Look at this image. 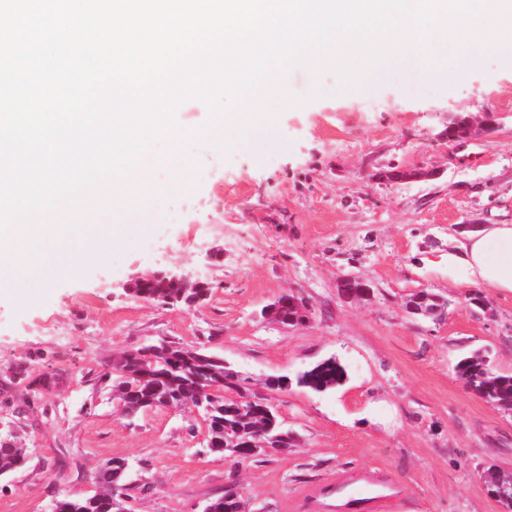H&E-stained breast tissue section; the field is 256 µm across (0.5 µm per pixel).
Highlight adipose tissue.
Instances as JSON below:
<instances>
[{
  "instance_id": "ef3b65f1",
  "label": "adipose tissue",
  "mask_w": 512,
  "mask_h": 512,
  "mask_svg": "<svg viewBox=\"0 0 512 512\" xmlns=\"http://www.w3.org/2000/svg\"><path fill=\"white\" fill-rule=\"evenodd\" d=\"M448 263L464 273L459 287L512 294V224H492L466 236Z\"/></svg>"
}]
</instances>
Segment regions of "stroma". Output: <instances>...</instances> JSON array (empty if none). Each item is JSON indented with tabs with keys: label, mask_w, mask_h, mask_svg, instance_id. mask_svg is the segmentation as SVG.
<instances>
[{
	"label": "stroma",
	"mask_w": 512,
	"mask_h": 512,
	"mask_svg": "<svg viewBox=\"0 0 512 512\" xmlns=\"http://www.w3.org/2000/svg\"><path fill=\"white\" fill-rule=\"evenodd\" d=\"M287 84L323 95L226 154L209 134L215 112L182 103L175 117L197 137L153 149L189 162L191 188L171 168L155 170L150 214L93 218L140 233L72 274L0 294V430L28 450L25 467L0 477V512H52L57 499L94 493L115 457L131 465L129 512H201L232 482L252 512H337L372 473L383 484L378 512H504L481 475L512 473V412L466 387L455 366L484 351L493 371L512 374V295L484 294L488 307L478 308L447 256L468 221L512 224V60L484 57L411 85L390 67L347 91L334 75L294 69ZM451 113L493 114L494 128L448 143ZM390 164L440 175L371 180ZM178 207L181 223H166ZM170 268L210 282L208 301L153 305L121 288L131 274ZM349 275L372 286L370 300L340 299ZM421 291L447 298L442 319L407 313ZM283 294L309 300V324L261 316ZM162 338L223 359L277 405L296 447L234 465L205 448L196 411L123 415L108 378L114 360ZM331 357L346 370L336 388L298 385ZM48 370L58 387L27 407L28 379Z\"/></svg>",
	"instance_id": "35a3bbf8"
}]
</instances>
